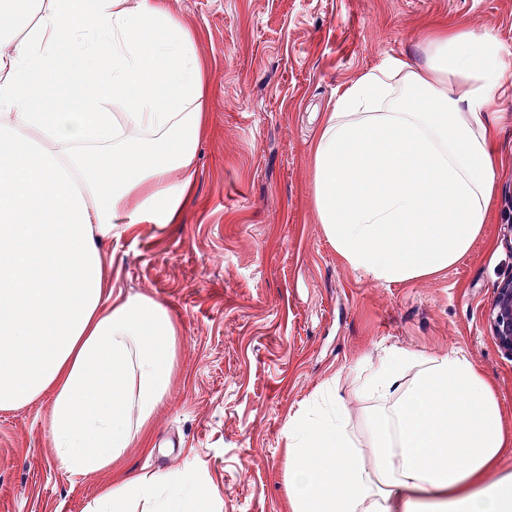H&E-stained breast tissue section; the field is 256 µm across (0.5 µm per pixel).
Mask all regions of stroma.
Returning a JSON list of instances; mask_svg holds the SVG:
<instances>
[{
    "instance_id": "stroma-1",
    "label": "stroma",
    "mask_w": 512,
    "mask_h": 512,
    "mask_svg": "<svg viewBox=\"0 0 512 512\" xmlns=\"http://www.w3.org/2000/svg\"><path fill=\"white\" fill-rule=\"evenodd\" d=\"M207 74L210 129L179 224L137 225L101 251L114 292L149 296L178 328L169 390L111 469L69 479L52 463L50 400L0 409V512H88L119 476L190 469L217 512H290L284 425L329 381L366 445L357 369L391 349L456 350L491 382L512 437V357L488 314L512 278V89L494 104L497 189L469 254L388 284L352 270L313 210V145L360 73L467 21L504 47L512 0H169Z\"/></svg>"
}]
</instances>
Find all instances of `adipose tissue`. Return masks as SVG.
I'll list each match as a JSON object with an SVG mask.
<instances>
[{"mask_svg": "<svg viewBox=\"0 0 512 512\" xmlns=\"http://www.w3.org/2000/svg\"><path fill=\"white\" fill-rule=\"evenodd\" d=\"M502 46L468 25L359 74L313 149L314 210L348 266L400 283L457 264L489 222ZM205 68L166 0H0V409L51 400L53 461L111 467L168 392L178 330L113 294L102 240L178 224L207 134ZM289 417L291 512H512L502 412L457 351L358 371L369 448L333 384ZM198 473L113 481L89 512H214Z\"/></svg>", "mask_w": 512, "mask_h": 512, "instance_id": "obj_1", "label": "adipose tissue"}]
</instances>
